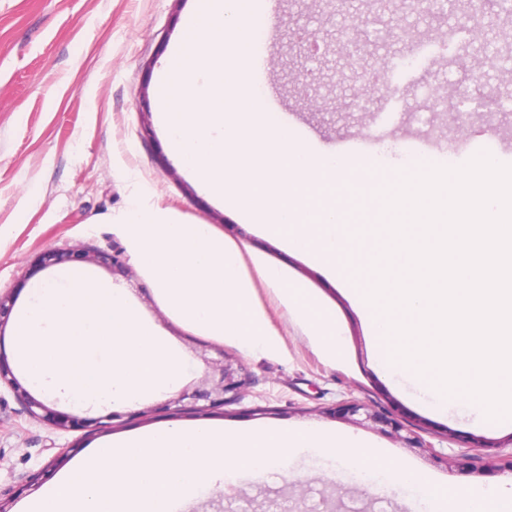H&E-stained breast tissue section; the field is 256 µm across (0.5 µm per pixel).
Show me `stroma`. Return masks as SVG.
Wrapping results in <instances>:
<instances>
[{
  "mask_svg": "<svg viewBox=\"0 0 512 512\" xmlns=\"http://www.w3.org/2000/svg\"><path fill=\"white\" fill-rule=\"evenodd\" d=\"M193 6L194 0H0V226L6 229L0 236V293L14 297L19 309L34 284L64 270L93 272L124 288L145 321L191 364L187 382L204 375L205 356L220 346L241 362L249 385L235 403L202 413L167 408V390L118 405L120 418L110 427L62 431L32 418L1 384L0 498L10 512H22L42 484L65 471L60 455L73 458L107 437L175 422L352 434L383 459L414 467L447 489L453 512H460L467 493L512 481L507 472L451 473L395 437L331 416L332 408L357 399L395 416L449 458L474 453L479 442L512 453V421L476 422L453 411L437 415L393 383L379 365L364 314L348 294L320 266L218 204L184 171L157 120L156 85ZM391 9L384 22L396 34L380 39L357 62L330 18L331 0H278L271 27L255 20L253 40L269 44L268 78L281 97V112L324 151L342 146L390 164L412 150L430 164L455 167L486 151L512 164V71L490 64L463 69V58L472 53L467 33L442 38L447 22L417 16L409 0H393ZM302 28L323 33L322 53L312 63L315 81L307 90L295 80L302 57L292 34ZM379 71L391 94L371 112L350 111V92ZM462 93L490 96L503 109L467 114L465 131H458L451 103ZM136 195L188 222L213 225L310 289L344 332L341 354L325 358L265 286H258L257 300L280 335L281 349L249 355L175 321L138 267L125 279L79 259L86 249L128 247L122 226ZM48 250L73 258L37 269V257ZM293 470L288 478L271 470L242 480L195 512H416L319 458L300 457Z\"/></svg>",
  "mask_w": 512,
  "mask_h": 512,
  "instance_id": "obj_1",
  "label": "stroma"
}]
</instances>
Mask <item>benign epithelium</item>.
Segmentation results:
<instances>
[{
	"instance_id": "obj_1",
	"label": "benign epithelium",
	"mask_w": 512,
	"mask_h": 512,
	"mask_svg": "<svg viewBox=\"0 0 512 512\" xmlns=\"http://www.w3.org/2000/svg\"><path fill=\"white\" fill-rule=\"evenodd\" d=\"M93 260L103 266L112 268V273H126V262L124 252L115 249L110 254H97ZM8 384L17 395L25 402L27 412L30 416L50 422L60 430L74 428H87L96 426L105 427L110 424L117 414H106L97 418H78L68 413L56 411L48 407L44 402L31 395L13 374L11 368L0 362V383ZM246 385V379L242 374V367L239 362L230 355L219 352V358L211 362V372L197 383L185 386L178 395L171 400L177 407H197L201 401L209 405L220 406L228 401L227 394L237 397ZM336 413L343 418L353 422H370L372 425L385 433L400 439L405 447L417 449L429 455V458L436 464L448 465V458L435 453L433 448L425 440L417 435L402 434L404 426L395 418L385 415L379 411L369 408L367 405L351 400L341 405ZM455 471L461 474H482L490 470H508L512 472V455L504 458L502 455L488 449L481 455L464 454L454 461Z\"/></svg>"
}]
</instances>
